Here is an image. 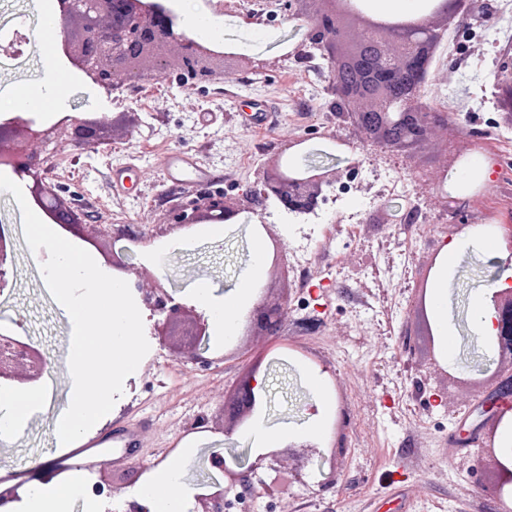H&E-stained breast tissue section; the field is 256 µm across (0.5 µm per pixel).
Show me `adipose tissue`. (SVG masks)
<instances>
[{"instance_id": "obj_1", "label": "adipose tissue", "mask_w": 512, "mask_h": 512, "mask_svg": "<svg viewBox=\"0 0 512 512\" xmlns=\"http://www.w3.org/2000/svg\"><path fill=\"white\" fill-rule=\"evenodd\" d=\"M56 67L55 60H47L40 81L15 87L12 91L14 108L35 110L40 102L46 100L53 101L54 105H61L65 99V90L52 77ZM262 275V260L257 257L223 297L212 296L207 284H199L196 299L209 311L221 335L235 334L245 307L255 299V287ZM46 400L47 392L40 387H18L1 391L0 438L7 439L20 434L28 417ZM190 453V448H179L148 473L146 481L134 494L135 500L145 506L148 512H189L193 492L181 485L178 477ZM79 488V483L75 481L37 482L19 500L0 505V512H69L70 501Z\"/></svg>"}]
</instances>
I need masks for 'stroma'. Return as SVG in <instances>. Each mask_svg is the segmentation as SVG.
I'll return each instance as SVG.
<instances>
[{
    "instance_id": "stroma-1",
    "label": "stroma",
    "mask_w": 512,
    "mask_h": 512,
    "mask_svg": "<svg viewBox=\"0 0 512 512\" xmlns=\"http://www.w3.org/2000/svg\"><path fill=\"white\" fill-rule=\"evenodd\" d=\"M286 0H224L218 15L217 40L227 56L218 80L185 83L179 70L169 76L104 90L75 81L67 62L57 65L68 95L52 112L36 113L43 124L60 116L96 113L104 125L100 142L91 147L67 139L33 142L29 151L49 160L47 180L64 201L85 216L83 231L98 238L91 254L109 271L113 247H123L131 280L142 288L163 281L176 301L196 307L193 289L208 282L222 297L252 260V245L262 239L268 263L257 284L259 297L284 300L282 335L265 336L239 327L230 339L211 337L215 361L203 369L175 355L156 336H148L150 352L124 384L109 420L146 416L153 425L145 438L143 459L99 463L80 480L103 481L112 487V512L127 505L147 472L182 444L192 453L179 480L190 488L208 481L204 457L209 451L247 448V429L222 417L233 383L257 357L270 361L266 399L258 416L272 430L298 428L322 416L324 433L310 447L280 448L276 469L261 466L254 483H271L276 471H299L285 491L261 494L234 504L230 512H512V499L499 500L491 439L499 426L483 423L480 442L462 450L449 440L461 412L484 402L494 389L478 365L487 355L477 337L470 311L472 296L501 279L504 254L474 249L460 251L448 271V330L451 357H443L416 312L424 280L434 276L442 244L457 236H476L489 224H512V120L494 104L497 74L512 66V0H469L450 21L441 44L444 56L434 67L425 98L447 113L459 134L456 146L492 168L481 189L458 216L443 209L424 171L457 166L446 163L440 148L425 146L418 158L406 160L363 142L353 128L331 110V74L320 54L306 59L292 50L306 30ZM39 0H0V39L19 33L16 52H0V118L27 117L10 107L13 87L37 81L45 53L36 29ZM275 109L270 128L241 126L237 114L252 99ZM213 113L203 124L199 115ZM301 141L303 152L335 154L339 166L360 162L349 176L350 190L312 223H294L274 202L251 223L227 226L211 237L199 226L184 231L178 217L198 196L211 194L239 202L243 192L261 180L268 164L288 158L287 145ZM195 153L211 168V184L178 188L167 184L159 166L169 149ZM136 156L141 171L130 196H114L112 167ZM401 185L399 193L383 192L385 179ZM418 205L422 220L402 221L407 202ZM358 216L355 236L346 226ZM15 238V264L9 293L0 296V325L17 323L48 360L42 381L50 400L30 418L17 438L0 440V491L25 494L33 477L62 480L58 468L44 471L41 459L57 450L53 428L69 405L72 377L69 351L72 328L57 308L41 272L47 251H31L25 241L22 213L12 194L0 192V225ZM108 235H100L102 225ZM462 225L453 234V225ZM131 228L133 239L121 238ZM307 251L304 270L293 255ZM323 376L334 405L319 412L308 377Z\"/></svg>"
}]
</instances>
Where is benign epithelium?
<instances>
[{
	"mask_svg": "<svg viewBox=\"0 0 512 512\" xmlns=\"http://www.w3.org/2000/svg\"><path fill=\"white\" fill-rule=\"evenodd\" d=\"M62 34L61 56L106 93L127 82L159 78L170 69V56L182 70L192 68L198 79L215 75L214 63L225 54H209L182 25L178 13L164 0H58ZM462 0H432L426 15L417 19L378 20L359 0H295V14L308 21L305 38L296 45V57L321 51L333 75L332 111L341 121L365 133V139L389 152L411 156L440 132L445 146H452L448 113L433 109L424 101L430 71L428 61L441 37V25L461 10ZM495 102L512 118V74L496 84ZM66 137L80 146L97 144L102 137L101 122L95 118L66 115L45 128L32 119L19 117L0 121V168L32 178L33 202L53 223L78 235L82 213L57 201L44 177V160L22 146L33 141ZM341 179L332 154L317 163H278L264 173L259 184L246 193L248 206L241 208L220 198H210L191 212L180 214L181 227L205 220L217 224H238L245 213L275 199L288 213L307 216L326 201L324 188ZM14 240L0 226V293L10 288ZM143 306L155 319L154 335L178 355L212 365L202 345L209 335L208 320L175 301L165 284L158 281L143 293ZM495 335L492 339L499 362L512 360V289L493 292ZM248 326L265 335H276L283 327L282 306L258 302L247 317ZM262 360H256L247 374L233 385V397L224 405L234 424L247 422L260 404L264 385L260 383ZM48 361L40 348L22 342L13 333L0 332V383L40 384ZM263 458L250 461L248 449H231L228 455L213 452L208 464L237 485L236 498L257 493L252 474ZM498 496L512 494V469L495 457ZM204 512H224V493L199 494Z\"/></svg>",
	"mask_w": 512,
	"mask_h": 512,
	"instance_id": "1",
	"label": "benign epithelium"
}]
</instances>
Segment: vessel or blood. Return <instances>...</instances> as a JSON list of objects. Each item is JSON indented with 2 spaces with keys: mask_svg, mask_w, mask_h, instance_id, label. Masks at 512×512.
<instances>
[{
  "mask_svg": "<svg viewBox=\"0 0 512 512\" xmlns=\"http://www.w3.org/2000/svg\"><path fill=\"white\" fill-rule=\"evenodd\" d=\"M138 165L129 161L116 166L111 172L112 192L116 195L126 194L136 175ZM160 168L169 184L178 186L202 185L212 181L211 169L193 153L172 149L160 159ZM149 421L145 418H127L117 421L112 426L108 440L81 439L69 445L58 458L60 467L69 471H89L96 467L99 456L105 451L113 455L132 459L146 450L143 432Z\"/></svg>",
  "mask_w": 512,
  "mask_h": 512,
  "instance_id": "b4317fda",
  "label": "vessel or blood"
}]
</instances>
